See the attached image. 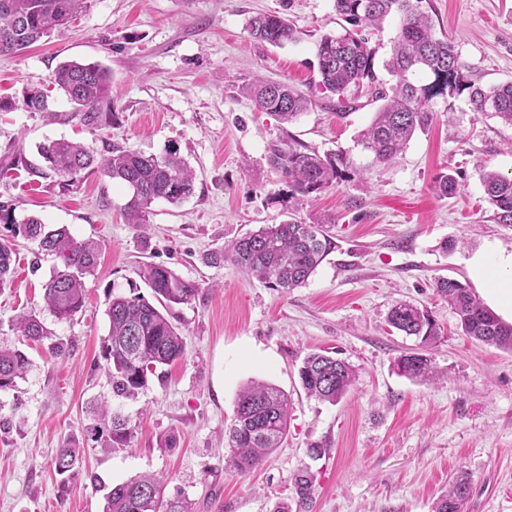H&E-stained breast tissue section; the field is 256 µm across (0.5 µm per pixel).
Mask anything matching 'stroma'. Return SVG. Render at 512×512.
I'll list each match as a JSON object with an SVG mask.
<instances>
[{"instance_id": "obj_1", "label": "stroma", "mask_w": 512, "mask_h": 512, "mask_svg": "<svg viewBox=\"0 0 512 512\" xmlns=\"http://www.w3.org/2000/svg\"><path fill=\"white\" fill-rule=\"evenodd\" d=\"M437 35L448 37L480 85L512 81V0H425ZM278 11L297 39L278 48L254 42L249 17ZM346 21L334 0H93L69 28L24 52L0 55V155L20 144L31 163L37 147L66 138L106 154L115 146L160 155L177 150L195 175L180 204L151 207L146 227L123 215L129 191L94 173L74 190L28 174L0 178V202L17 218L64 225L101 248L85 279L82 310L56 321L43 306L53 259L32 270L35 243L15 237V283L0 292V341H20L13 319L34 311L53 338L24 346L30 367L16 389L0 393V512H103L112 485L143 474L167 478L169 494L191 512H276L295 499L291 479L314 476L312 512H433L449 478L466 474L472 493L463 512H512V352L462 336L434 282L453 278L483 296L471 260L495 265L512 255V224L497 223L481 175L512 174V127L453 98L391 164L375 166L357 144L381 101L363 90L338 97L319 83L316 47ZM100 62L112 76V127L81 124L60 92L50 114L21 107L25 89L47 88L64 61ZM290 83L310 101L290 123L260 112L242 92L254 77ZM286 141L326 154L344 151L364 178H352L294 203L267 163L271 143ZM458 191L435 192L443 174ZM321 224L333 248L305 285L268 288L210 254L265 224ZM171 268L199 284L193 305L176 308L184 358L151 377L120 409L134 428L128 446L90 448L67 491L53 467L58 448L88 422L89 401L109 396L98 364L108 334L112 295L150 290L142 263ZM408 301L438 324L436 344L387 323L391 306ZM71 354L53 356L51 342ZM346 360L356 382L335 405L309 398L298 368L310 352ZM425 351L436 369L419 381L400 374L398 359ZM252 380L290 399L288 435L256 470L229 464L227 431L236 398ZM175 447H166L167 438ZM322 447L321 456L311 455Z\"/></svg>"}]
</instances>
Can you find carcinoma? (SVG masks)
<instances>
[{
  "label": "carcinoma",
  "mask_w": 512,
  "mask_h": 512,
  "mask_svg": "<svg viewBox=\"0 0 512 512\" xmlns=\"http://www.w3.org/2000/svg\"><path fill=\"white\" fill-rule=\"evenodd\" d=\"M422 3L423 0H335L336 12L354 29L325 35L317 45L321 85L344 105L347 91L375 81L374 51L356 28L377 26L389 16L397 19L392 56L385 64L395 83L391 94L379 95L385 104L358 139L374 165L393 162L416 131L432 124L437 116L433 102L439 97L454 98L465 93L472 111L486 112L512 126V81L485 89L472 79L453 43L436 35ZM91 4L92 0H0V54L27 49L53 31L70 26ZM247 28L253 39L272 46L282 47L295 40L290 20L276 12L249 18ZM51 83L66 96L83 125L93 129L112 125L115 113L94 110V105L109 97L110 76L105 67L65 62L54 70ZM244 93L259 111L273 113L284 122L296 120L307 109V99L286 82L257 77L244 87ZM22 106L31 112L47 113L48 95L31 88L24 93ZM38 152L67 190L79 187L85 174L96 171L124 184L129 190L124 206L129 224H146L152 204L159 199L178 204L194 192V174L175 151L146 156L131 148L114 147L110 155L100 157L84 144L59 139L41 145ZM267 160L292 194L302 197L345 180L353 170L342 151L321 156L284 141L269 146ZM19 165L33 176H42L20 155L3 157L0 175ZM482 180L485 195L496 207L498 223L512 224V176L489 170L483 173ZM0 224L10 225L13 234L36 242L38 253L54 258L51 276L44 285L45 308L59 321L71 319L83 307L84 278L96 269L99 244L92 239L75 238L65 225L50 229L36 217L19 221L15 209L2 202ZM331 248V237L321 225L283 221L266 224L234 240L222 251L212 253L209 260L213 264L228 261L247 275L287 292L305 284ZM13 254L10 241L1 238L0 291L11 286ZM137 275L151 289L156 303L139 294L114 296L106 311L109 332L101 349V367L114 399L137 398L159 367L171 365L185 355L186 344L172 312L178 306L195 303L200 295L198 284L162 265L144 264ZM435 288L454 310L463 335L512 351V324L503 321L466 284L440 278ZM387 321L397 331L419 338L424 347L439 336L429 313L410 303L392 306ZM12 330L34 342L52 335L30 312L19 314ZM28 367L29 360L22 350L0 345V391L15 389L16 380L24 378ZM398 369L419 380L435 374L432 360L425 354L402 355ZM298 375L308 396L333 405L354 382L348 364L322 352L308 354ZM88 412L92 422L85 425L80 437L69 438L55 457L63 493L78 472L85 448H121L132 437L130 420L109 400H97L90 404ZM287 431V395L272 384L251 381L244 385L237 395L235 420L228 431L234 469L246 474L259 466L280 446ZM292 486L298 512H310L311 473L303 470L294 474ZM470 489L467 478L454 477L435 502L434 512H456L455 504L465 503ZM103 512H189V505L184 498L167 496L163 479L143 475L113 486L105 496Z\"/></svg>",
  "instance_id": "obj_1"
}]
</instances>
